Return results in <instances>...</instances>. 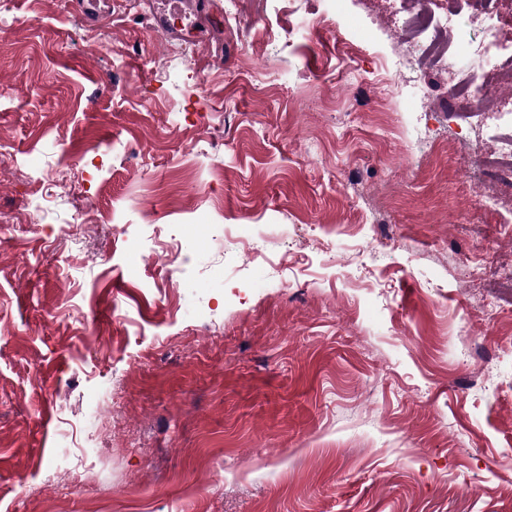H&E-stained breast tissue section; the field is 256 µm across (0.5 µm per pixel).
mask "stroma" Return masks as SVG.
Instances as JSON below:
<instances>
[{"label": "stroma", "instance_id": "stroma-1", "mask_svg": "<svg viewBox=\"0 0 512 512\" xmlns=\"http://www.w3.org/2000/svg\"><path fill=\"white\" fill-rule=\"evenodd\" d=\"M435 2L215 0L178 50L0 0V512H512V183L464 136L512 130L385 78Z\"/></svg>", "mask_w": 512, "mask_h": 512}]
</instances>
